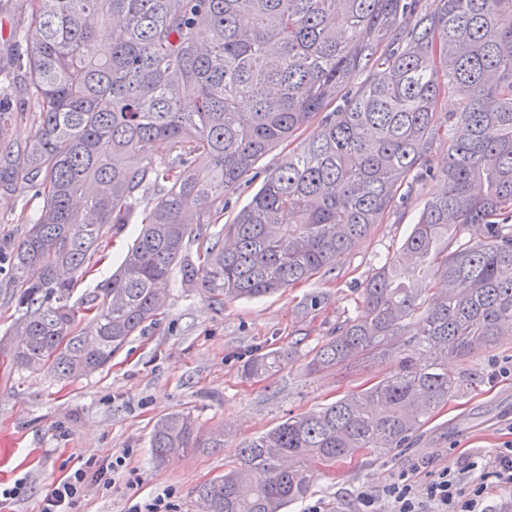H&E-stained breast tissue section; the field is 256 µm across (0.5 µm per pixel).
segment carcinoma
Instances as JSON below:
<instances>
[{
  "mask_svg": "<svg viewBox=\"0 0 512 512\" xmlns=\"http://www.w3.org/2000/svg\"><path fill=\"white\" fill-rule=\"evenodd\" d=\"M12 2L26 22L9 64L25 69L38 112L21 148L0 97V190L41 199L24 237L0 241L24 368L62 379L104 368L163 312L176 270L219 304L329 274L427 180L443 184L368 280L356 314L308 362L324 371L388 359L390 375L244 442L223 475L196 489L197 512H288L312 486V462L406 447L459 391L448 357L493 348L512 326V0ZM445 95L458 107L441 117ZM338 99L344 106L224 237L202 233L263 155ZM443 136L448 158L436 171L429 155ZM200 154L204 171L193 167ZM147 186L158 197L122 263L83 308L71 305L78 277L131 222ZM472 224L482 225L477 240L462 237ZM433 282L443 287L427 299ZM286 358L256 356L243 373L269 378ZM223 445L199 443L188 411L159 420L150 438L159 465Z\"/></svg>",
  "mask_w": 512,
  "mask_h": 512,
  "instance_id": "1",
  "label": "carcinoma"
}]
</instances>
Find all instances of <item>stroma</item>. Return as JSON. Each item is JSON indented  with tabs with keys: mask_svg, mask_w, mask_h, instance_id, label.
I'll return each mask as SVG.
<instances>
[{
	"mask_svg": "<svg viewBox=\"0 0 512 512\" xmlns=\"http://www.w3.org/2000/svg\"><path fill=\"white\" fill-rule=\"evenodd\" d=\"M305 139L297 134L261 157L227 195L215 237L260 189L288 154ZM441 189L427 182L406 213L385 216L358 240L341 267L260 299L212 302L197 288L169 285L167 306L156 325L131 336L103 370L61 380L18 366L10 344L15 307L0 292V512H41L53 486L86 461L124 458L110 488L89 483L71 512H127L137 501L167 494L174 512H197L194 489L223 474L241 444L291 416L312 412L388 374L389 361L312 373V349L337 323L354 315L362 290L381 259L396 252L424 199ZM32 193L0 191V238L18 242L37 216ZM138 227L128 225L110 239L101 261L79 281L72 303L85 301L124 258ZM291 351L272 377L249 379L242 372L251 355ZM461 379L458 394L418 432L412 447L386 457L362 453L331 465L314 463L315 480L290 512L318 505L322 512H358L356 495L382 491L409 473L423 491L435 470L472 460L494 463L496 449L512 443V342L449 360ZM190 412L202 438L220 433V448H187L162 466L152 458L156 422Z\"/></svg>",
	"mask_w": 512,
	"mask_h": 512,
	"instance_id": "obj_1",
	"label": "stroma"
}]
</instances>
